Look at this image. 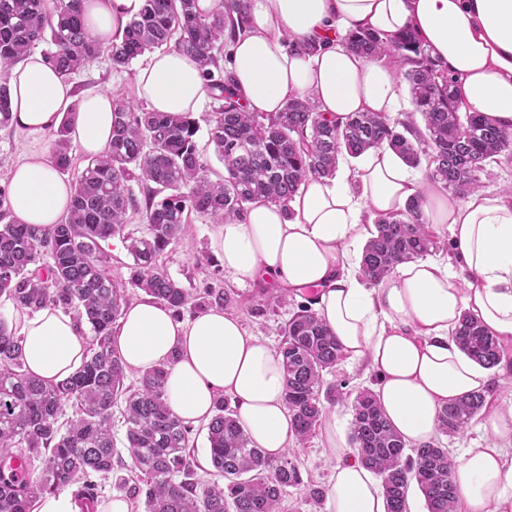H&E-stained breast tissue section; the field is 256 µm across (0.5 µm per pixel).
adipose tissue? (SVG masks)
<instances>
[{"label": "adipose tissue", "instance_id": "ef3b65f1", "mask_svg": "<svg viewBox=\"0 0 512 512\" xmlns=\"http://www.w3.org/2000/svg\"><path fill=\"white\" fill-rule=\"evenodd\" d=\"M142 6L143 0H84L86 27L100 42L118 41ZM247 8L249 28L227 63L247 111L279 112L295 95L338 121L354 112L394 114L404 97L399 63L365 59L342 38L367 29L388 36L410 30L457 77L460 110L512 132V0H247ZM306 40L318 43L316 55L294 50ZM8 82L18 133L50 132L70 111L71 137L86 155L110 150V92L75 94L39 53L12 68ZM133 85L150 110L170 115L199 112L211 97L198 60L175 50L152 55L136 69ZM7 193L15 223L47 228L65 216L72 185L41 147L14 164ZM418 194L429 223L447 225L454 264L404 263L376 287L365 286L354 245L369 238L378 215L404 209ZM212 247L237 279L262 275L280 287L317 289L315 313L345 357L367 361L387 418L412 445L434 437L448 403L490 386V370L456 343L463 312L475 314L503 350L512 349V194H436L388 147L340 165L335 176L309 178L288 208L251 205L242 219L217 225ZM0 314L22 336L32 375L52 382L80 368L85 342L72 316L53 309L21 314L5 295ZM114 345L128 369L168 363L167 402L184 424L208 423L223 394L252 444L274 457L290 447L281 357L232 314L212 308L183 323L146 297L127 305ZM483 429L486 444L467 449L452 472L457 512H512V405L491 407ZM348 432L338 415L325 418L323 444L336 460L327 512H386L381 482L355 455Z\"/></svg>", "mask_w": 512, "mask_h": 512}]
</instances>
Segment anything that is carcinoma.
I'll return each mask as SVG.
<instances>
[{
	"mask_svg": "<svg viewBox=\"0 0 512 512\" xmlns=\"http://www.w3.org/2000/svg\"><path fill=\"white\" fill-rule=\"evenodd\" d=\"M197 0H144L121 41L105 47L83 23V0H0V126L11 121L8 70L34 49L66 77L102 56L115 70L166 46L198 59L221 94L206 123L208 145L224 165L211 179L199 148V122L187 114L171 117L124 99H114L117 120L112 148L73 179L66 216L51 228L0 225V295L20 313L50 308L70 314L91 332L81 367L56 383H44L25 368L22 337L0 319V512H33L46 493L65 489L80 512H96L95 478L115 483L143 512H280L288 488L303 480L296 449L271 457L254 447L217 397L207 426L210 461L224 483L200 478L190 455L192 427L170 410L162 364L143 371L136 386L125 384L126 366L114 347L112 330L136 289L179 317L187 309L238 307L240 300L219 283L191 292L159 265L178 244L196 214L223 224L244 215L256 202L285 207L310 177H331L339 158H358L387 145L406 165L426 166L432 184L459 197L483 187L489 166L512 153V134L478 113H463L454 102L455 79L437 64L416 35L386 38L370 31L347 34L346 45L368 60L397 59L409 85L413 112L393 119L378 112H354L343 123L325 119L306 98L291 96L281 112H246L221 69L220 47L247 26L244 0H222L203 16ZM72 113L50 131L59 174L72 170ZM144 231L126 232L130 215ZM366 242L360 275L378 285L402 263L415 262L447 243L427 223L424 199L411 198L400 213L380 215ZM119 237L133 263L127 283L112 280L110 256L101 243ZM316 292L297 305L282 329L278 353L286 373L285 401L296 443L304 446L320 426L325 403L347 398L323 377L342 359L336 337L314 310ZM286 297L263 289L250 313L264 318ZM460 350L485 368L499 363L502 350L475 315L463 313L456 332ZM486 395H467L439 413L438 432H464L481 414ZM123 406L124 448L112 437V414ZM352 443L361 460L380 477L386 512H408L416 483L427 512H454L455 460L438 438L411 447L388 422L369 388L351 402ZM26 466L17 482L11 464Z\"/></svg>",
	"mask_w": 512,
	"mask_h": 512,
	"instance_id": "carcinoma-1",
	"label": "carcinoma"
}]
</instances>
